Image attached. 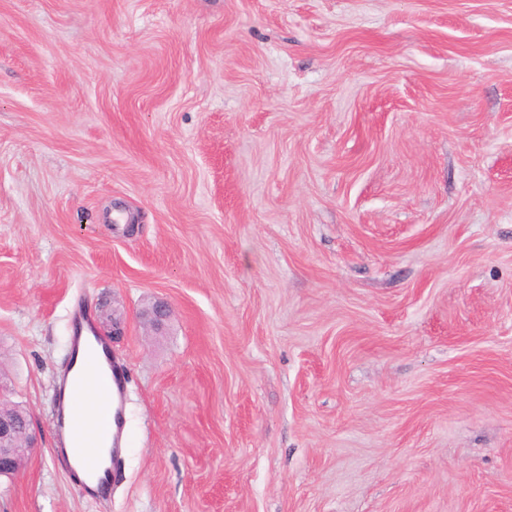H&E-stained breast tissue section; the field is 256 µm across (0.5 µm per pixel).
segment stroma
<instances>
[{
    "label": "stroma",
    "instance_id": "35a3bbf8",
    "mask_svg": "<svg viewBox=\"0 0 512 512\" xmlns=\"http://www.w3.org/2000/svg\"><path fill=\"white\" fill-rule=\"evenodd\" d=\"M103 301L101 498L53 399ZM0 377V512H512V0H0ZM172 313L171 306L165 301H157L151 308H146L140 313L143 323L151 330L159 331L169 320ZM72 348L75 356L67 373L59 380V405L55 416L58 430V444L65 455L76 486L81 490L95 491L89 482L96 481V491L104 492L108 486L106 471L118 463L123 455L121 439L125 430V395L127 373L122 364L112 359V347L103 337L98 336L89 317L77 312ZM93 366L99 375L90 379L86 369ZM74 371V372H73ZM96 386L105 394V413L98 425H90L88 418L80 414L77 399L82 388ZM65 392L69 402H64ZM114 400L119 405L114 409ZM110 443L108 458L110 465L101 467L90 463L98 459ZM0 397V476H8L14 474L17 469L18 448H28L33 452L36 448H40V438L32 423L21 430L23 417L3 410L5 404L12 403L2 401V393ZM21 431L22 434H20Z\"/></svg>",
    "mask_w": 512,
    "mask_h": 512
}]
</instances>
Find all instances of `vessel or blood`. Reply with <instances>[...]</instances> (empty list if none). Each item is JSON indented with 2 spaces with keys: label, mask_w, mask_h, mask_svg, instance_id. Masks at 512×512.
<instances>
[{
  "label": "vessel or blood",
  "mask_w": 512,
  "mask_h": 512,
  "mask_svg": "<svg viewBox=\"0 0 512 512\" xmlns=\"http://www.w3.org/2000/svg\"><path fill=\"white\" fill-rule=\"evenodd\" d=\"M75 351L70 372L59 380L58 390L69 397L59 404L55 416L58 444L65 455L76 486L82 490L105 491L108 478L97 458L108 456L117 464L123 455L121 439L125 430L123 400L127 391V373L112 357L110 343L98 336L89 317L76 314L71 338ZM96 386L105 394L106 410L99 424H89L79 411L77 400L83 388Z\"/></svg>",
  "instance_id": "b4317fda"
}]
</instances>
